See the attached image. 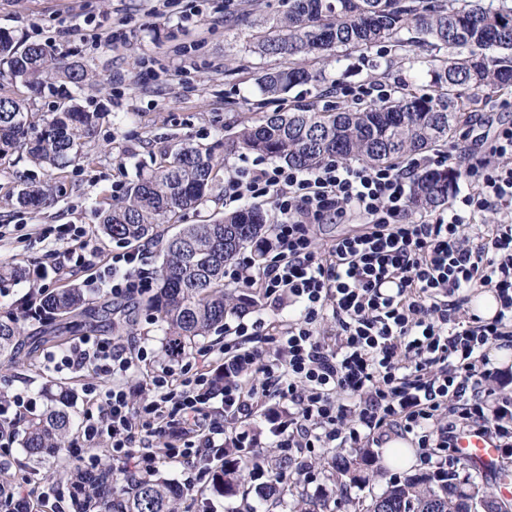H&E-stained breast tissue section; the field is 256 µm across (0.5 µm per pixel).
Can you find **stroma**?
I'll list each match as a JSON object with an SVG mask.
<instances>
[{"label":"stroma","mask_w":512,"mask_h":512,"mask_svg":"<svg viewBox=\"0 0 512 512\" xmlns=\"http://www.w3.org/2000/svg\"><path fill=\"white\" fill-rule=\"evenodd\" d=\"M153 5V0H0L1 30L15 39L45 45L55 57L80 63L96 76L94 83L79 90L53 78L38 93L20 84L0 90L26 100L28 119L37 129L53 112L74 103L101 115L93 134L81 141V165L49 173L36 167L22 150L0 159V261L38 267L45 251L64 247L63 242L42 239V229L52 225L84 224L96 232L101 208L115 199L114 185L129 184L139 173L155 169L162 146L185 141L217 145L241 122L287 104L334 109L332 90L339 83L383 81L398 91L431 79L424 64L426 49L380 44L363 53L309 60V69L320 72L321 80L293 88L285 100H271L261 92L259 79L286 61L256 53L252 35L256 20L282 16L288 0H235L231 6L226 0H209L199 16L190 15L188 0H172L164 24L153 17ZM78 17L83 25H75ZM62 21L72 27L63 39L56 32ZM35 22L42 26L37 34L31 30ZM146 56L157 60L158 74L142 69L140 61ZM462 96L473 100L471 114L481 119V131L490 133L499 121H512V89L495 93L466 89ZM26 178L50 181L55 203L40 211L16 205L14 194ZM37 326V321L26 322L16 363L0 366V387L28 393L42 411L46 389L77 390L94 376L48 370L47 356L60 351L72 336L66 333L39 343L33 336ZM80 333L144 338L154 354L146 371L160 366L164 326L151 319L144 306L114 309L111 323L95 322L83 326ZM369 449L374 469L360 487L341 488L340 476L321 458L312 483L299 475L296 463H289V490L280 499L268 498L265 479L247 470L235 496L221 495L208 485L198 500L181 498L179 508L181 512H292L299 500L307 499L326 512H358L361 500L382 493L390 482L425 471L418 461L407 470L386 466L384 444L373 442ZM74 464V458L63 452L56 464H38L18 446L12 450L5 478L36 496L51 485L55 466Z\"/></svg>","instance_id":"stroma-1"}]
</instances>
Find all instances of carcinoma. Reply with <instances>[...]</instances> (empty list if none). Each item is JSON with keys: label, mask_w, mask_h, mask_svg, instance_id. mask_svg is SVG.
Here are the masks:
<instances>
[{"label": "carcinoma", "mask_w": 512, "mask_h": 512, "mask_svg": "<svg viewBox=\"0 0 512 512\" xmlns=\"http://www.w3.org/2000/svg\"><path fill=\"white\" fill-rule=\"evenodd\" d=\"M259 54H275L288 65L263 75L261 88L281 100L292 88L318 81V74L299 60L341 50H364L381 42L396 46L450 48L451 56L427 60L433 92H406L361 109L319 112L309 107L271 112L241 127L224 142L228 152H248L296 167L328 160L361 161L367 165L394 164L405 157L453 138L463 107L455 101L459 87L485 92L512 86V0L487 7L479 0H288V11L268 29L252 35ZM493 50L490 57L485 51ZM0 81L20 82L41 89L48 78H61L75 88L89 79L81 65L54 57L40 43H22L0 31ZM97 121V113L75 105L54 113L38 132L27 120L26 103L0 93V158L23 149L31 161L50 170L65 169L82 159L80 140ZM157 168L131 182L123 196L100 212L98 232L120 244L157 236V229L179 213L210 201L223 161L213 149L192 143L166 147ZM456 175L431 172L417 184L411 211H428L448 202ZM24 207L47 208L54 203L51 185L26 184L17 191ZM272 232L267 210L260 205L227 213L210 224H180L163 245V260L155 274L156 292L147 309L166 324L167 351L181 357L201 336L224 328L239 312L224 292V269L250 245L261 246ZM29 271L13 262H0V286L18 284ZM85 289L69 286L48 292L40 304L44 332L60 335L84 325ZM23 313L0 315V363L12 361L18 349ZM70 394L56 400L24 426L22 447L41 463L54 456L70 434L73 418ZM336 473L356 485L366 482L371 453L350 457L340 448L328 461ZM244 461L228 462L213 488L223 495L236 491ZM71 486L90 487L95 512H177L180 492L160 477L126 476L127 487L117 496L112 468L94 478L76 467L66 472ZM454 473L443 480L428 476L393 482L362 505V512H470L464 489Z\"/></svg>", "instance_id": "carcinoma-1"}]
</instances>
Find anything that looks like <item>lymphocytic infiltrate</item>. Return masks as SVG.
<instances>
[{"label": "lymphocytic infiltrate", "instance_id": "f902f5d3", "mask_svg": "<svg viewBox=\"0 0 512 512\" xmlns=\"http://www.w3.org/2000/svg\"><path fill=\"white\" fill-rule=\"evenodd\" d=\"M441 168L464 175V186L444 208L410 218L420 175ZM224 199L271 202L275 241L262 265L245 259L228 267V287L256 293L276 310L299 307V317L238 321L237 343L165 365L141 386L127 377L146 363V347L79 339L56 369L90 368L108 384L85 385L69 456L85 460L104 444L119 472L145 476L161 459L177 461L191 492L225 449L252 456L248 421L259 409L276 447L306 466L318 449L339 441L357 448L392 431L411 437L437 475L442 451L462 430L498 444L512 440V413L486 385L494 374L488 348H512V123L499 125L484 149L438 150L397 165L260 160L225 180ZM488 212L496 223H480ZM352 223L358 231L316 250L318 228ZM44 234L65 248L47 252L43 269L92 270L117 302L152 290L146 248L104 259L86 225ZM478 288L500 303L492 318L466 308ZM34 406L19 393L0 401V455H10ZM157 437L164 447H154Z\"/></svg>", "mask_w": 512, "mask_h": 512}]
</instances>
